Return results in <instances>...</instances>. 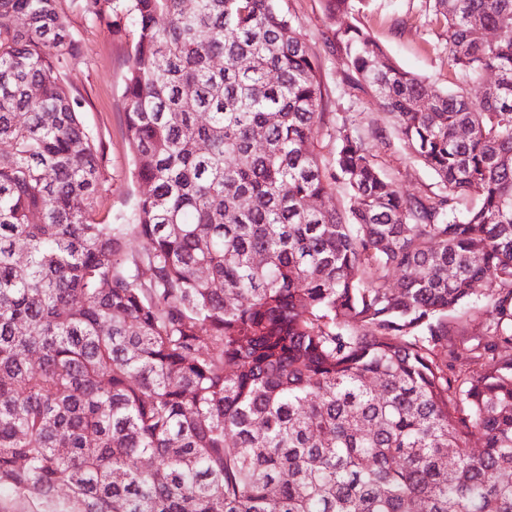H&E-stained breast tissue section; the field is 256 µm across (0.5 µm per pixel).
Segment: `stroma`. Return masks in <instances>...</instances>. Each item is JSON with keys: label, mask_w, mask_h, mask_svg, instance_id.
<instances>
[{"label": "stroma", "mask_w": 512, "mask_h": 512, "mask_svg": "<svg viewBox=\"0 0 512 512\" xmlns=\"http://www.w3.org/2000/svg\"><path fill=\"white\" fill-rule=\"evenodd\" d=\"M304 41L317 54L321 81L327 91V111L357 112L382 128H390L389 115L367 94H351L343 66L324 45L335 28L324 0H289ZM375 40L406 70L439 86H447L448 45L445 32L435 23L426 0H372L361 16ZM72 31L80 42L78 56L68 60V78L84 98L82 119L104 142L110 176L99 203V217L119 223L130 212L140 186L132 176V158L124 135V78L129 66L130 31L117 32L103 20L88 18L79 7L71 9ZM384 171L405 192L422 194L437 189L433 174L397 151L384 160Z\"/></svg>", "instance_id": "obj_1"}]
</instances>
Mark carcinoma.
I'll use <instances>...</instances> for the list:
<instances>
[{
  "mask_svg": "<svg viewBox=\"0 0 512 512\" xmlns=\"http://www.w3.org/2000/svg\"><path fill=\"white\" fill-rule=\"evenodd\" d=\"M284 2L82 0L136 32L124 133L148 191L105 224L67 0H0V493L512 512V0H430L450 88L377 43L366 0H325L347 84L438 180L413 196L368 148L382 130L326 111Z\"/></svg>",
  "mask_w": 512,
  "mask_h": 512,
  "instance_id": "1",
  "label": "carcinoma"
}]
</instances>
